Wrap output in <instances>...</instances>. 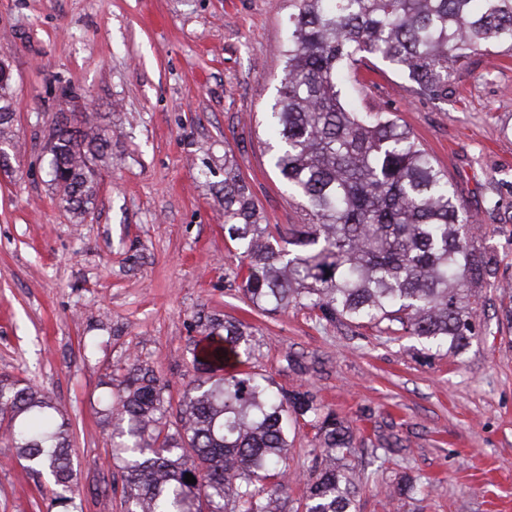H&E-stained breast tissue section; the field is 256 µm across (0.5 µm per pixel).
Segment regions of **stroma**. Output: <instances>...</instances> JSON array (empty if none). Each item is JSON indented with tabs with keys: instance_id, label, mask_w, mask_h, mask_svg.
Segmentation results:
<instances>
[{
	"instance_id": "stroma-1",
	"label": "stroma",
	"mask_w": 512,
	"mask_h": 512,
	"mask_svg": "<svg viewBox=\"0 0 512 512\" xmlns=\"http://www.w3.org/2000/svg\"><path fill=\"white\" fill-rule=\"evenodd\" d=\"M288 0H0L14 138L0 166V378L37 387L69 423L79 512H125L108 401L141 370L168 385L175 423L195 378L200 318L247 325L244 371L311 391L348 420L356 512H512V57L469 54L448 96H421L375 58L363 106L396 115L447 172L473 245L492 258L475 335L431 356L379 327L306 308L250 307L224 232V164L264 223H308L271 168L262 114L283 71ZM109 131L82 219L46 175L69 94ZM288 506L314 471L310 426L290 434ZM417 486L398 493L405 478ZM47 476L0 441V512H66Z\"/></svg>"
}]
</instances>
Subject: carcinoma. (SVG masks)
I'll use <instances>...</instances> for the list:
<instances>
[{"label": "carcinoma", "instance_id": "cac0c4a2", "mask_svg": "<svg viewBox=\"0 0 512 512\" xmlns=\"http://www.w3.org/2000/svg\"><path fill=\"white\" fill-rule=\"evenodd\" d=\"M283 75L263 114L267 153L289 196L311 215L272 235L246 182L224 163V231L247 260L241 286L262 311L308 308L326 320L414 336L434 355H459L479 317L475 288L491 258L471 247L448 175L414 135L379 107L367 112L341 86L370 55L416 85L448 96L469 53L512 56V0H289ZM9 66L0 61V142L13 136ZM103 129L62 115L49 133L50 183L81 215L99 191ZM194 354L175 432H164L167 384L144 373L121 382L112 447L127 512H286L290 430H315L319 454L305 512H353L350 423L309 392L224 367L252 357L243 324L210 318ZM3 436L32 471L48 470L65 507L72 466L68 424L31 385L0 380ZM190 473L196 483L185 482Z\"/></svg>", "mask_w": 512, "mask_h": 512}]
</instances>
